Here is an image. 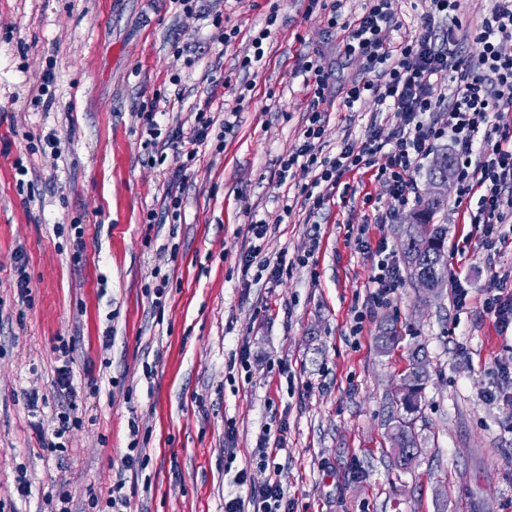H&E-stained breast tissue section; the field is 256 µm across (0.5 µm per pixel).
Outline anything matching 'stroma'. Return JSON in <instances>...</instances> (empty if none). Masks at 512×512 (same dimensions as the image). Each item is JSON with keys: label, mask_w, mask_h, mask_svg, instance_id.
Instances as JSON below:
<instances>
[{"label": "stroma", "mask_w": 512, "mask_h": 512, "mask_svg": "<svg viewBox=\"0 0 512 512\" xmlns=\"http://www.w3.org/2000/svg\"><path fill=\"white\" fill-rule=\"evenodd\" d=\"M462 5L458 56L470 60L480 51L470 31L493 2ZM203 7L198 18L171 0H0V512H50V496L92 512L90 496L106 501L120 475L131 512H224L225 448L246 465L266 430L284 441L279 480L297 512H512V383L496 372L512 366V331L500 332L476 306L455 308L451 287L431 295L406 275L351 335L372 271L352 229L368 224L371 243L396 247L409 213L374 223L388 198L373 168L346 173L347 193L313 218L295 182L275 173L311 109L300 57L318 61L336 95L375 71L341 53L342 35L320 2ZM264 26L262 67L241 69ZM47 69L48 109L36 100ZM215 78L225 86L212 87ZM209 98L224 150L206 144L187 169L180 221L149 223L148 213L164 208V172L182 161L169 149L155 157L138 108L156 105L161 127L189 136L195 107ZM233 110L238 123L223 132ZM329 111L327 155L364 139L372 124L394 122L369 99ZM50 133L57 149L45 143ZM18 159L33 172L23 188ZM261 219L269 224L263 256L288 263L272 282L241 263L253 242L246 227ZM434 221L447 225L448 267L472 296L491 287L492 270L512 269V247L488 257L455 205ZM62 224L83 225L82 257ZM19 254L28 261V305L13 285ZM161 274L169 287L157 307L146 289ZM388 321L400 339L384 353L376 338ZM62 338L75 343L82 425L67 450L50 453L34 426L56 421ZM245 345L246 372L238 364ZM416 345L430 376L415 422L422 453L403 472L392 464L387 419ZM134 438L144 456L126 471ZM22 470L25 498L16 490Z\"/></svg>", "instance_id": "35a3bbf8"}]
</instances>
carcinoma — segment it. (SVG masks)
<instances>
[{
  "instance_id": "1",
  "label": "carcinoma",
  "mask_w": 512,
  "mask_h": 512,
  "mask_svg": "<svg viewBox=\"0 0 512 512\" xmlns=\"http://www.w3.org/2000/svg\"><path fill=\"white\" fill-rule=\"evenodd\" d=\"M446 202L440 201L425 204L417 201L414 223L406 225L401 248L407 260L412 278L430 281L441 286L446 281L447 273L435 269L429 260V251L445 247L448 227L445 224H434L432 220ZM399 336L392 323L386 324L377 336L379 348L386 352L393 348ZM426 356L425 348L415 346L408 354V367L401 378L405 390L400 399L402 412L392 414L388 418V434L391 441V451L395 467L405 471L408 462L406 456L418 450V437L414 423L420 411V401L428 378L418 370L417 363Z\"/></svg>"
}]
</instances>
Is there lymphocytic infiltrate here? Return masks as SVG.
I'll return each instance as SVG.
<instances>
[{"mask_svg":"<svg viewBox=\"0 0 512 512\" xmlns=\"http://www.w3.org/2000/svg\"><path fill=\"white\" fill-rule=\"evenodd\" d=\"M460 7L461 0H427L421 31L398 39L392 0H364L361 14L351 19L344 17L341 4L333 5L328 24L343 31L344 55L382 67L379 81L346 88L344 107L353 109L370 97L381 110L393 113L396 122L388 135L373 130L364 140L345 141L334 156H324L321 138L327 113L319 105L327 98L328 77L315 61L301 62L315 106L297 144L280 159L278 178H302L301 192L310 203V214L325 209L346 173L374 166L389 197L386 214L394 216L415 201V174L444 140L456 167V205L478 203L470 222L480 246L497 252L512 240L502 232L503 225L512 223V129L490 123L492 113L512 104V55L503 50L505 43H512V0H494L491 11L477 22L473 34L482 50L473 62L459 59L455 31L448 24ZM440 87L445 94L438 99L434 92ZM210 111V104L198 107L192 135L169 128L162 149L195 160L214 122ZM401 280L394 250L379 244L370 276L372 289L365 309L353 315V335L362 333L368 315L387 302ZM479 304L501 330L511 329L512 271L494 273L493 285ZM56 350L60 354L56 387L65 402L50 437L42 441L50 452L67 448L73 429L81 425L73 415L75 345L64 340ZM283 448L281 438L261 435L259 464L268 468V478L255 485L247 483L244 473H237V490L225 500L224 512H295L274 468Z\"/></svg>","mask_w":512,"mask_h":512,"instance_id":"lymphocytic-infiltrate-1","label":"lymphocytic infiltrate"}]
</instances>
